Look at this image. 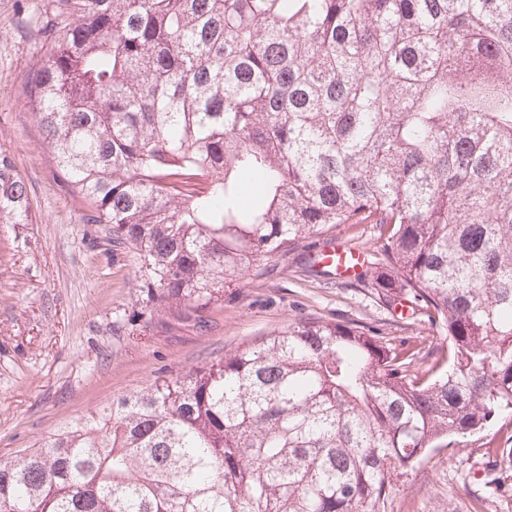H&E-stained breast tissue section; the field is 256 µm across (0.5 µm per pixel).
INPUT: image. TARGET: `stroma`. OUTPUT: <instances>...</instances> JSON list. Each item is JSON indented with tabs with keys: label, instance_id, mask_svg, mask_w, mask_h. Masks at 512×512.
Returning a JSON list of instances; mask_svg holds the SVG:
<instances>
[{
	"label": "stroma",
	"instance_id": "35a3bbf8",
	"mask_svg": "<svg viewBox=\"0 0 512 512\" xmlns=\"http://www.w3.org/2000/svg\"><path fill=\"white\" fill-rule=\"evenodd\" d=\"M51 0H0V153L28 188L32 221L0 224V458L90 411L220 359L301 317L360 321L402 336L400 307L370 288H326L301 256L261 262L194 325L148 314L130 250L60 181L24 84L48 44ZM386 512H512V466L479 451L430 454L395 485Z\"/></svg>",
	"mask_w": 512,
	"mask_h": 512
}]
</instances>
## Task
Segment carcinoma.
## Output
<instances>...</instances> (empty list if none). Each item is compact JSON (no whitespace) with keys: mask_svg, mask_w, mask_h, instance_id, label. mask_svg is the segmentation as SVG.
I'll use <instances>...</instances> for the list:
<instances>
[{"mask_svg":"<svg viewBox=\"0 0 512 512\" xmlns=\"http://www.w3.org/2000/svg\"><path fill=\"white\" fill-rule=\"evenodd\" d=\"M52 2L24 94L151 309L199 322L299 250L325 277L313 250L372 224L342 285L444 340L300 318L1 458L0 512H382L437 449L505 454L512 0ZM0 223H32L2 154Z\"/></svg>","mask_w":512,"mask_h":512,"instance_id":"1","label":"carcinoma"}]
</instances>
